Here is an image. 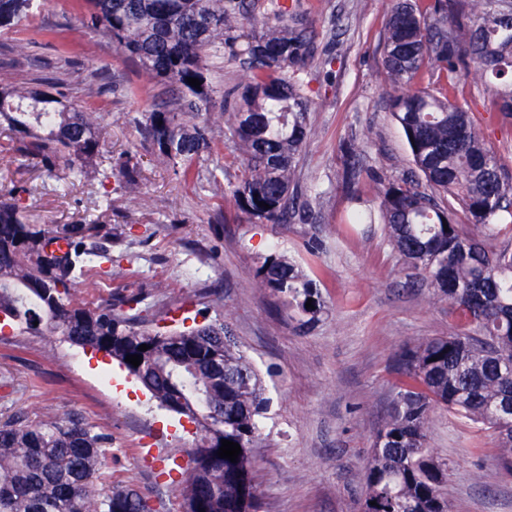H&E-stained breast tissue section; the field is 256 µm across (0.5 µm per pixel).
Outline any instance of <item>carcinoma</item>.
<instances>
[{"label": "carcinoma", "mask_w": 512, "mask_h": 512, "mask_svg": "<svg viewBox=\"0 0 512 512\" xmlns=\"http://www.w3.org/2000/svg\"><path fill=\"white\" fill-rule=\"evenodd\" d=\"M34 0H0V28L13 29ZM90 30L105 37L167 95L141 113L139 128L183 182L200 180L197 163L230 135L244 175L231 193L260 224L301 217L298 169L311 133V101L300 74L315 52V34L297 0H272L258 34L240 33L253 0H86ZM382 67L394 92L390 106L413 168L399 179L363 172L355 147H344L350 188L367 175L377 211H355L347 229L381 222L384 239L407 268L448 302V335L401 353L404 379L366 463L362 512H449L443 487L448 463L428 446L427 428L441 405L497 437L501 464L512 471V174L498 163L466 102L416 86L429 68L454 86L462 72L491 92L487 112L512 119V0H392ZM228 56L248 82L215 89L208 57ZM201 82L196 89L188 79ZM0 128L19 160L72 180L121 177L136 198L138 174L113 170L101 152L97 118L69 102L50 80L17 82L0 74ZM14 185L0 199V314L21 332L48 333L117 361L159 403L196 426L189 468L179 483L184 512H253L252 480L265 381L216 318L183 330L151 327L133 311L138 296L94 308L72 303L73 283L112 261L113 210L104 193L98 218L32 224ZM268 207L261 206V203ZM62 241L66 250L52 248ZM261 287L282 297L300 332L326 310L319 281L292 256L272 253L257 269ZM312 307L306 308V302ZM142 344L150 346L138 350ZM140 355L135 367L125 361ZM224 411L220 424L211 412ZM213 446H205L207 439ZM240 445L236 462L218 457L221 440ZM107 437L75 415L0 424V512H153L133 485L100 488Z\"/></svg>", "instance_id": "obj_1"}]
</instances>
